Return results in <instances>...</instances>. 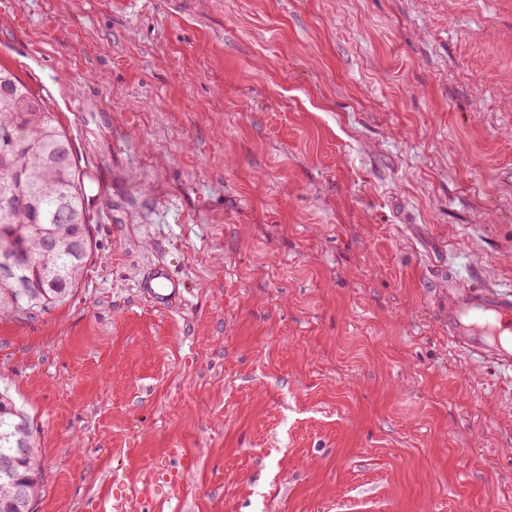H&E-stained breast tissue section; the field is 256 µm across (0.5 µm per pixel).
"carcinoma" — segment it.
<instances>
[{"label": "carcinoma", "mask_w": 512, "mask_h": 512, "mask_svg": "<svg viewBox=\"0 0 512 512\" xmlns=\"http://www.w3.org/2000/svg\"><path fill=\"white\" fill-rule=\"evenodd\" d=\"M0 202L21 191L25 204L16 209L0 206V240L25 246L33 265L56 270L31 300L0 282V314L31 320L66 301L79 284L91 260L93 241L84 199V182L70 138L56 124L47 103L32 94L8 70L0 68ZM26 173L17 187L12 174ZM61 228L57 253L42 250L41 230ZM23 427L30 444L13 477L30 481V498L41 485L36 440L27 416L6 395L0 396V459L14 454L13 438L5 434Z\"/></svg>", "instance_id": "carcinoma-1"}]
</instances>
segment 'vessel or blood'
Here are the masks:
<instances>
[{"label": "vessel or blood", "mask_w": 512, "mask_h": 512, "mask_svg": "<svg viewBox=\"0 0 512 512\" xmlns=\"http://www.w3.org/2000/svg\"><path fill=\"white\" fill-rule=\"evenodd\" d=\"M154 308L166 310L182 296L184 285L167 266L154 267L142 283ZM448 337L471 357L512 373V289L490 288L469 281L460 270L448 271L445 304ZM174 467L150 471L148 486H175L194 469L196 461L182 448L169 449Z\"/></svg>", "instance_id": "b4317fda"}]
</instances>
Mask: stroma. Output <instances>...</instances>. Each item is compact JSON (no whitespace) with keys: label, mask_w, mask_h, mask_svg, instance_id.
Instances as JSON below:
<instances>
[{"label":"stroma","mask_w":512,"mask_h":512,"mask_svg":"<svg viewBox=\"0 0 512 512\" xmlns=\"http://www.w3.org/2000/svg\"><path fill=\"white\" fill-rule=\"evenodd\" d=\"M0 66L95 243L65 303L0 316L33 512L116 478L123 512H512V378L431 285L512 286V0H0ZM171 448L196 468L138 497ZM140 288L145 289L154 308L168 310L180 300L184 285L167 266L158 265L142 282Z\"/></svg>","instance_id":"stroma-1"}]
</instances>
